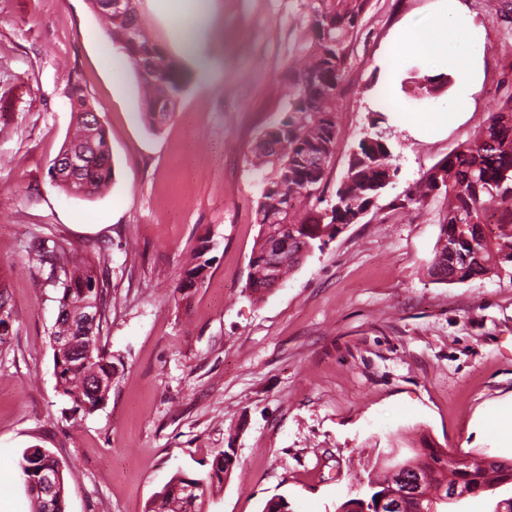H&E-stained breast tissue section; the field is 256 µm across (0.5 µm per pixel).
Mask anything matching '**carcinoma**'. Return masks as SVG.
<instances>
[{
  "label": "carcinoma",
  "mask_w": 512,
  "mask_h": 512,
  "mask_svg": "<svg viewBox=\"0 0 512 512\" xmlns=\"http://www.w3.org/2000/svg\"><path fill=\"white\" fill-rule=\"evenodd\" d=\"M368 0H304L306 35L295 45L288 68L294 71L286 91L284 116L269 124L254 147L253 165L271 168L265 178L262 201L256 210L259 233L249 260L246 289L260 295L274 279H285L315 245L326 244L336 235L338 225L351 224L356 214L373 198L380 197L397 168L379 123L375 122L359 139L351 153L346 172L335 190V200L323 211L326 174L336 152L338 130L334 117L337 91L343 82L350 48L366 12ZM104 33L121 54L144 88L143 118L156 129L169 116V108L187 89L186 72L163 48L148 38L136 9L124 13L102 11ZM419 88L429 96L448 86L445 73L424 74ZM68 98L76 105V128L60 154L88 153L76 181L53 182L58 189L92 196L112 180L111 155L105 130L94 126L96 118L83 109L87 97L83 88L70 86ZM444 192L447 209L440 220L439 235L429 275L440 282H464L474 276L508 277L512 280V95L491 113L478 136L448 154L430 168L410 190L408 199L424 206L434 192ZM294 240L288 260L272 266L267 256L275 244ZM206 247L193 255L183 283H193L209 267L203 259ZM30 254L45 275L47 285L61 290L57 298L58 316L50 333L52 344L66 331L69 312L86 303L97 314L89 328L76 326L70 332L73 343L54 349L53 364L57 391L75 404L74 410L90 414L109 399L112 385H97L101 378L117 376L119 364L101 344L103 325L108 323L109 292L87 257L64 238L38 241ZM226 451H215L211 468L204 476L177 473L157 492L146 512H203L214 483L224 481ZM406 461L422 481L421 497L407 503L403 512H448L443 489L461 477L480 494L512 486V464L493 461L496 477L486 480V471L474 462L456 461L443 448L424 446L410 449ZM48 467L55 476L53 497L33 496L35 512H65V466L43 448L26 449L18 461L23 482L28 483L39 469ZM390 461L382 456L378 471H369L368 498L343 502L337 512H376V498L398 489L391 479Z\"/></svg>",
  "instance_id": "obj_1"
}]
</instances>
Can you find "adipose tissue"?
Wrapping results in <instances>:
<instances>
[{"mask_svg": "<svg viewBox=\"0 0 512 512\" xmlns=\"http://www.w3.org/2000/svg\"><path fill=\"white\" fill-rule=\"evenodd\" d=\"M448 40V54L445 64L450 76L457 83V92L442 112H397L395 122L418 135H426L429 130L445 129L464 116L468 97L477 79L479 65L483 57V41L480 29L466 14L460 0H447L435 14L430 29L420 33L403 30L394 38L388 60L389 72H396L405 55L415 49H432L440 38Z\"/></svg>", "mask_w": 512, "mask_h": 512, "instance_id": "adipose-tissue-1", "label": "adipose tissue"}]
</instances>
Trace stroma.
Listing matches in <instances>:
<instances>
[{"mask_svg":"<svg viewBox=\"0 0 512 512\" xmlns=\"http://www.w3.org/2000/svg\"><path fill=\"white\" fill-rule=\"evenodd\" d=\"M462 2L484 37V77L466 118L427 139L385 121L395 183L256 298L245 286L262 177L250 159L285 104L300 0H208L212 22L197 33L204 67L183 54L170 0H141L154 40L190 77L155 130L140 117L133 72L114 73L102 56L88 0H0V294L11 311L0 335V512H34L16 477L34 446L66 464L65 512H145L174 474H205L219 448L232 462L203 512H261L276 495L293 512H336L363 496L358 474L391 448L512 460V281H435L444 197L420 209L404 202L512 94V20L491 16L485 0ZM441 6L370 0L336 98L326 199L384 102L394 32L422 31ZM415 66L435 63L405 59L401 110H445L455 85L419 97ZM74 83L112 153L111 184L89 198L48 176L76 122ZM56 237L105 273L102 342L124 363L108 402L88 415L56 390L57 292L27 253L33 239ZM205 238L204 283L176 294Z\"/></svg>","mask_w":512,"mask_h":512,"instance_id":"35a3bbf8","label":"stroma"}]
</instances>
